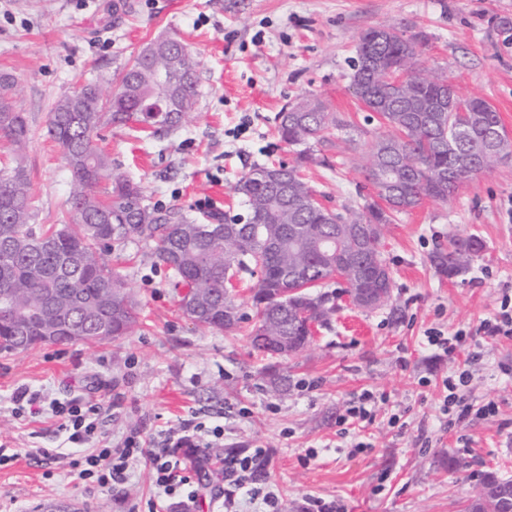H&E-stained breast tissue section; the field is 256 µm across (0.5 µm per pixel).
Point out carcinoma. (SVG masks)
<instances>
[{"label":"carcinoma","instance_id":"carcinoma-1","mask_svg":"<svg viewBox=\"0 0 512 512\" xmlns=\"http://www.w3.org/2000/svg\"><path fill=\"white\" fill-rule=\"evenodd\" d=\"M421 33L409 37L384 27H370L358 39L355 69L350 79L361 83L370 99L383 108L366 122L382 128L364 169L366 180L376 183L374 159L382 143L395 154L393 178L404 183L409 199L396 206L370 203L358 213L344 215L316 201L301 168L318 163L316 145L336 136L351 140L350 125L327 111L319 100L287 104L275 116L279 139L292 147L296 162L258 166L234 186L247 207V215L213 217L211 231L172 208L158 210L145 203L142 188L112 172L99 150L94 133L103 125L147 124L154 132L182 125L196 103L199 62L176 37L142 52L120 74L119 89L103 99L88 83L61 98L49 113L47 131L61 147L71 175L68 213L71 223L48 228L30 223L32 198L27 169L16 163L0 168V350L25 351L67 335L74 342L97 343L130 333L137 321L135 306L123 291L118 272L105 255L132 238L155 243L156 262L171 269L185 288L180 307L197 326L232 330L244 315L231 295L236 273L257 277L252 307L255 322L249 332L252 347L269 358L295 354L307 346L316 328L328 323L347 295L355 300L359 267L370 256L384 266L382 288L391 292L394 281L382 257V237H369L363 225L381 227L400 213L418 207L426 198L446 202L448 191L494 165L512 159V141L505 139L484 167L458 168L460 155L481 156L487 149L486 127L500 124L498 112H420L421 103L437 97L433 76L420 64ZM172 70V81L158 83L157 70ZM404 71L406 82L392 87L386 71ZM16 78L0 74V137L20 155L29 141L24 113L13 97ZM173 98L178 112L137 111L145 99ZM107 184H102V181ZM483 242L474 235L456 237L436 252L432 262L453 277L481 252ZM336 279L339 293L320 291L324 280ZM273 336L288 337V351L271 347ZM512 487L511 478L489 474L481 492L465 512H497L495 491Z\"/></svg>","mask_w":512,"mask_h":512}]
</instances>
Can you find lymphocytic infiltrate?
Wrapping results in <instances>:
<instances>
[{
    "label": "lymphocytic infiltrate",
    "mask_w": 512,
    "mask_h": 512,
    "mask_svg": "<svg viewBox=\"0 0 512 512\" xmlns=\"http://www.w3.org/2000/svg\"><path fill=\"white\" fill-rule=\"evenodd\" d=\"M469 379V372L463 371L458 376H449L443 381L446 393L439 410L443 415L449 416L452 423L462 422L472 416L484 419L497 411V404L492 400L477 408L465 402L459 390ZM15 401L18 413L38 415L48 411L59 418L62 430L68 434L69 443L82 451L81 456L72 463L74 474L81 481L113 488L125 483L133 461L147 460L158 491L157 499L152 503L157 512H190L196 495L192 492L184 497L178 494L179 489L190 482L189 477L184 474L187 464L179 451L183 448H212L224 436L223 429L217 427L209 439L172 433L161 441L151 443L133 430L119 446L99 448L95 442L104 435L100 405L74 399L66 402L55 399L48 401L40 394L26 389L17 392ZM267 458L266 449L258 448L250 455L227 461L226 471L235 476L238 488L244 489L247 495L253 498L263 497L265 503L274 508L278 505L277 497L270 493L259 495L255 486L257 474L264 467Z\"/></svg>",
    "instance_id": "1"
}]
</instances>
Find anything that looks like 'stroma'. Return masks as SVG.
<instances>
[{"mask_svg": "<svg viewBox=\"0 0 512 512\" xmlns=\"http://www.w3.org/2000/svg\"><path fill=\"white\" fill-rule=\"evenodd\" d=\"M512 0H0V73L18 82L14 99L30 138L23 154L32 181L33 221L60 223L70 172L47 132L59 99L88 82L103 94L147 43L180 38L199 61L196 104L179 128L157 135L140 126H107L97 144L114 169L140 183L145 200L181 209L197 223L242 214L232 188L255 165L294 163L274 117L302 96L358 120L353 143L335 141L305 177L326 206L361 209L376 198L359 169L374 134L349 85V61L369 27L423 33L422 60L444 73L462 97H479L512 136V42L497 29ZM485 249L469 269L440 275L431 255L455 236ZM151 244L131 239L109 262L136 304L139 325L103 343L40 345L0 352V512H36L63 501L75 512H148L156 498L149 467L131 465L122 494L74 479L57 419L15 413L13 395L38 391L60 401L104 407L113 443L130 431L159 438L185 423L224 429L233 455L269 452L259 486L281 512H304L308 497L344 512H463L487 474L512 478V339L477 336L481 321L512 295V161L463 184L446 204L424 200L384 230L392 298L363 311L340 298L308 350L269 360L245 332L196 326L179 307L172 272L154 262ZM463 330L482 359L463 395L496 415L445 427L442 381L466 369L436 356L427 330ZM275 365L288 389L273 391ZM384 392L373 424L346 428V409L362 391ZM266 512L245 501L223 465L197 491V512Z\"/></svg>", "mask_w": 512, "mask_h": 512, "instance_id": "1", "label": "stroma"}]
</instances>
